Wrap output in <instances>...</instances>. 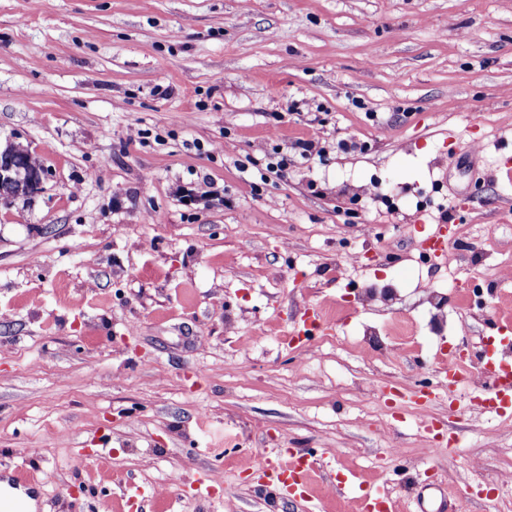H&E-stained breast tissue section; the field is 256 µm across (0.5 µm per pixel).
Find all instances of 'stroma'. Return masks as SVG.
I'll return each mask as SVG.
<instances>
[{"label": "stroma", "mask_w": 512, "mask_h": 512, "mask_svg": "<svg viewBox=\"0 0 512 512\" xmlns=\"http://www.w3.org/2000/svg\"><path fill=\"white\" fill-rule=\"evenodd\" d=\"M11 143L43 188L0 200V480L31 471L35 512H138L119 472L151 512H359L325 472L512 512V418L443 397L431 433L383 392L512 312V0H0ZM445 207L479 247L451 269L418 260ZM311 307L328 334L292 337ZM255 444L313 462L304 496Z\"/></svg>", "instance_id": "obj_1"}]
</instances>
